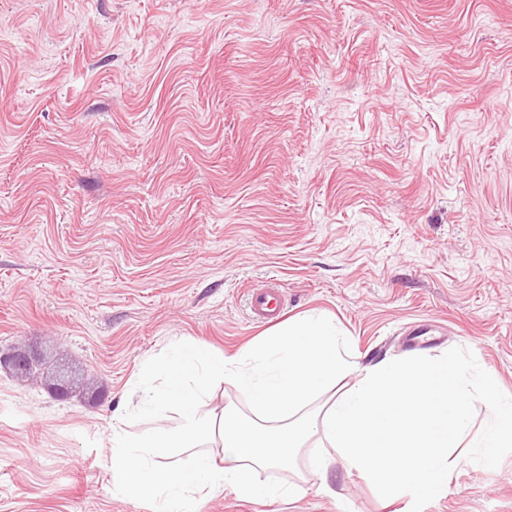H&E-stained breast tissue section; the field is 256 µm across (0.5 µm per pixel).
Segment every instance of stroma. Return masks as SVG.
<instances>
[{"label": "stroma", "mask_w": 512, "mask_h": 512, "mask_svg": "<svg viewBox=\"0 0 512 512\" xmlns=\"http://www.w3.org/2000/svg\"><path fill=\"white\" fill-rule=\"evenodd\" d=\"M272 279L361 365L459 346L512 396V0H0V350L100 389L0 372V512H152L110 483L130 379L238 353ZM301 483L199 512L412 505L338 461ZM423 512H512V454Z\"/></svg>", "instance_id": "1"}]
</instances>
